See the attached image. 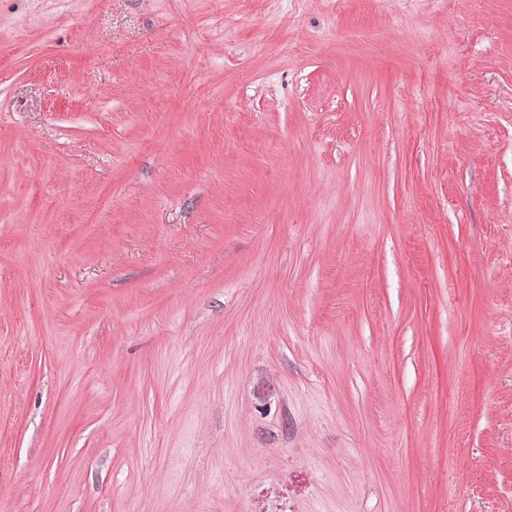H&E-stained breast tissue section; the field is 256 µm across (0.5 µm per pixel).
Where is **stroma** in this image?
<instances>
[{
	"label": "stroma",
	"instance_id": "stroma-1",
	"mask_svg": "<svg viewBox=\"0 0 512 512\" xmlns=\"http://www.w3.org/2000/svg\"><path fill=\"white\" fill-rule=\"evenodd\" d=\"M0 512H512V0H0Z\"/></svg>",
	"mask_w": 512,
	"mask_h": 512
}]
</instances>
